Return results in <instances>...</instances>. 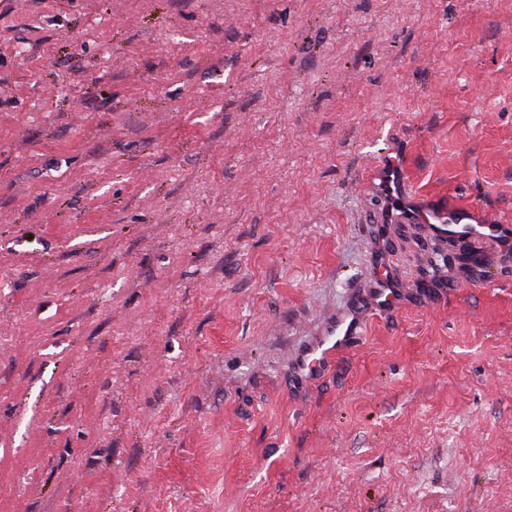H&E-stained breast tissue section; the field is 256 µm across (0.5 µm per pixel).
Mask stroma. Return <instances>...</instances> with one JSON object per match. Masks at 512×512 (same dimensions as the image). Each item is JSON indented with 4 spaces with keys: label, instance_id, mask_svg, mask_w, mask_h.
<instances>
[{
    "label": "stroma",
    "instance_id": "1",
    "mask_svg": "<svg viewBox=\"0 0 512 512\" xmlns=\"http://www.w3.org/2000/svg\"><path fill=\"white\" fill-rule=\"evenodd\" d=\"M391 142L512 217V0H0V512H512L497 251L288 385Z\"/></svg>",
    "mask_w": 512,
    "mask_h": 512
}]
</instances>
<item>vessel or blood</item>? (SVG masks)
<instances>
[{
	"instance_id": "1",
	"label": "vessel or blood",
	"mask_w": 512,
	"mask_h": 512,
	"mask_svg": "<svg viewBox=\"0 0 512 512\" xmlns=\"http://www.w3.org/2000/svg\"><path fill=\"white\" fill-rule=\"evenodd\" d=\"M364 179L372 183L383 203L381 211L369 215L374 235H381L384 224L390 222L416 225L425 239L443 243L466 239L481 246L512 241V224L501 218L475 224L467 211L420 205L395 160L367 169ZM413 289V284L393 273L383 255H375L352 303L327 314L299 351L295 359L299 379L317 380L339 352L363 336L368 316L387 315Z\"/></svg>"
}]
</instances>
